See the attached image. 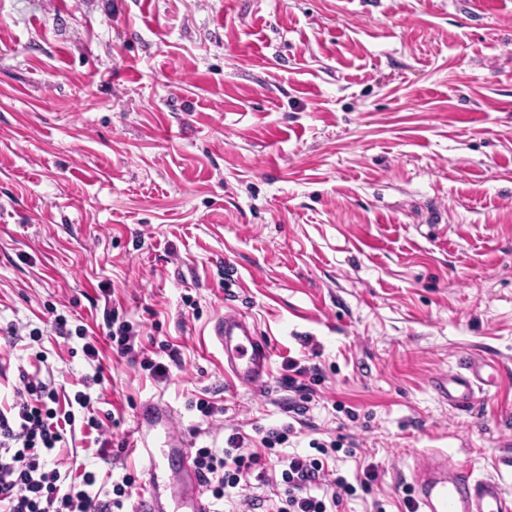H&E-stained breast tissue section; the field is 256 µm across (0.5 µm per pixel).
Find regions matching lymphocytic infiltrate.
Here are the masks:
<instances>
[{
  "instance_id": "lymphocytic-infiltrate-1",
  "label": "lymphocytic infiltrate",
  "mask_w": 512,
  "mask_h": 512,
  "mask_svg": "<svg viewBox=\"0 0 512 512\" xmlns=\"http://www.w3.org/2000/svg\"><path fill=\"white\" fill-rule=\"evenodd\" d=\"M109 339L118 354L139 361L159 382L167 378L170 365L181 362L179 351L166 344L161 350L168 363L141 356L133 327L126 321L110 332ZM20 380L22 389L15 391L11 402L0 404V512H123L136 486L134 475L126 473L113 481L111 493L103 498L95 491V473L69 477L55 466V454L67 446L68 429L77 415H85L88 429L102 427L92 414L88 394L78 391L63 399L52 385L34 382L25 374ZM295 432L291 424L262 430L257 451L246 450V438L239 432L229 434L223 447L196 449L198 473L213 499L231 497L250 483L268 485L267 465L273 461L281 468V480L272 499L246 498L251 512L265 507L271 512H335L343 497L355 492L343 475L330 481L325 478V458L338 452L341 443L336 439L327 444L316 441L312 453L283 454L282 445Z\"/></svg>"
}]
</instances>
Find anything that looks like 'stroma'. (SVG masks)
I'll return each mask as SVG.
<instances>
[{"mask_svg": "<svg viewBox=\"0 0 512 512\" xmlns=\"http://www.w3.org/2000/svg\"><path fill=\"white\" fill-rule=\"evenodd\" d=\"M228 307L261 384L208 338ZM115 315L182 367L120 357ZM474 355L504 378L452 409L431 380ZM291 358L321 375L287 451L339 438L330 468L377 472L338 512H405L431 451L512 498V0H0V394L88 389L111 461L92 433L63 468L142 489L144 404L220 447L289 423ZM210 336L224 353V368L227 364L239 383L254 385L268 375L271 350L245 316L233 309L224 311L213 323Z\"/></svg>", "mask_w": 512, "mask_h": 512, "instance_id": "35a3bbf8", "label": "stroma"}]
</instances>
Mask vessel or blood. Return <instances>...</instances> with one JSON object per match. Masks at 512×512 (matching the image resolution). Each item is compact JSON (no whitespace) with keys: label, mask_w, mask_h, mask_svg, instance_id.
Here are the masks:
<instances>
[{"label":"vessel or blood","mask_w":512,"mask_h":512,"mask_svg":"<svg viewBox=\"0 0 512 512\" xmlns=\"http://www.w3.org/2000/svg\"><path fill=\"white\" fill-rule=\"evenodd\" d=\"M211 336L239 383L254 385L268 375L271 350L245 316L232 309L225 311L213 323ZM498 379V372L489 371L486 362L473 359L465 361L459 371L436 377L433 389L439 400L451 408L464 410L473 405L478 391L494 386ZM168 423L161 410L150 407L136 424V440L140 453L148 460L149 480L146 495L139 497L132 512H168L160 492L158 470L161 460L173 457L183 461L177 481L182 504L188 512H211L187 441L159 450L150 446L143 434L144 429ZM413 487L414 512H512V500L505 496L496 479L474 476L463 467H448L437 454L426 458L413 478Z\"/></svg>","instance_id":"vessel-or-blood-1"}]
</instances>
